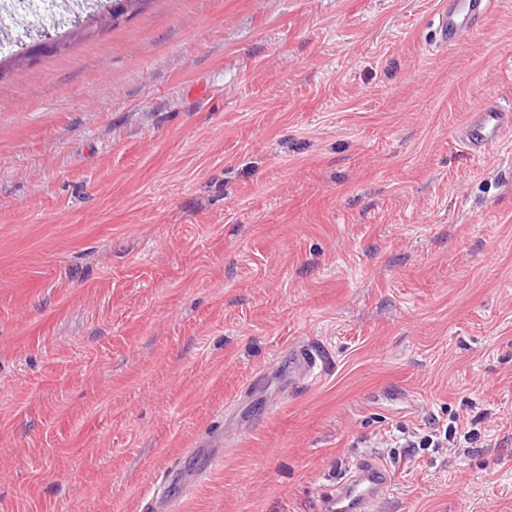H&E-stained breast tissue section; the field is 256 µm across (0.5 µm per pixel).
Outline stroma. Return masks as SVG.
I'll list each match as a JSON object with an SVG mask.
<instances>
[{
    "label": "stroma",
    "mask_w": 512,
    "mask_h": 512,
    "mask_svg": "<svg viewBox=\"0 0 512 512\" xmlns=\"http://www.w3.org/2000/svg\"><path fill=\"white\" fill-rule=\"evenodd\" d=\"M442 2L147 0L10 67L0 512H320L366 455L376 512H512V135L460 137L512 0L452 46ZM277 363L287 369L288 380L299 377H313L317 366V357L313 350L308 347L293 346L278 358Z\"/></svg>",
    "instance_id": "35a3bbf8"
}]
</instances>
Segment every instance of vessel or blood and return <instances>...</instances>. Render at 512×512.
I'll use <instances>...</instances> for the list:
<instances>
[{
	"mask_svg": "<svg viewBox=\"0 0 512 512\" xmlns=\"http://www.w3.org/2000/svg\"><path fill=\"white\" fill-rule=\"evenodd\" d=\"M496 0H448L438 14L437 29L440 40L448 45L463 41L472 34L491 13ZM512 132V105L484 102L470 113L461 135L472 150L502 143ZM289 378L313 376L317 357L312 349L290 347L278 359ZM391 475L377 459L368 458L358 463L323 502V512H376L377 504L390 489Z\"/></svg>",
	"mask_w": 512,
	"mask_h": 512,
	"instance_id": "obj_1",
	"label": "vessel or blood"
}]
</instances>
